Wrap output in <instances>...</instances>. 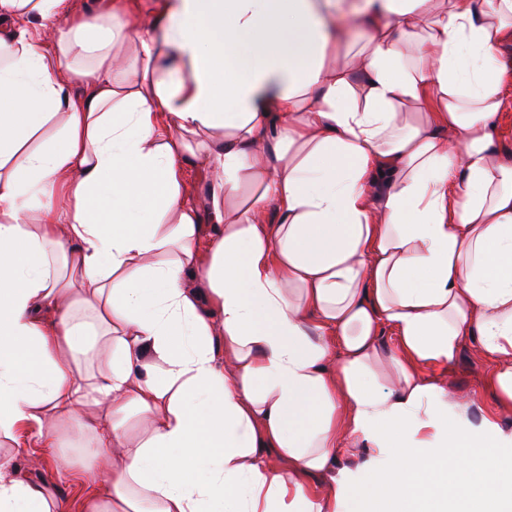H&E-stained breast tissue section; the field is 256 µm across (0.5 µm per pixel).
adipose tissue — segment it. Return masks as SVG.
Here are the masks:
<instances>
[{
    "mask_svg": "<svg viewBox=\"0 0 512 512\" xmlns=\"http://www.w3.org/2000/svg\"><path fill=\"white\" fill-rule=\"evenodd\" d=\"M511 83L512 0H0V435L79 418L86 512H348L367 448L388 512H512L422 375L475 340L512 409ZM208 180L209 176L206 171L191 165L186 167L184 179L186 188L202 206L207 200Z\"/></svg>",
    "mask_w": 512,
    "mask_h": 512,
    "instance_id": "ef3b65f1",
    "label": "adipose tissue"
}]
</instances>
